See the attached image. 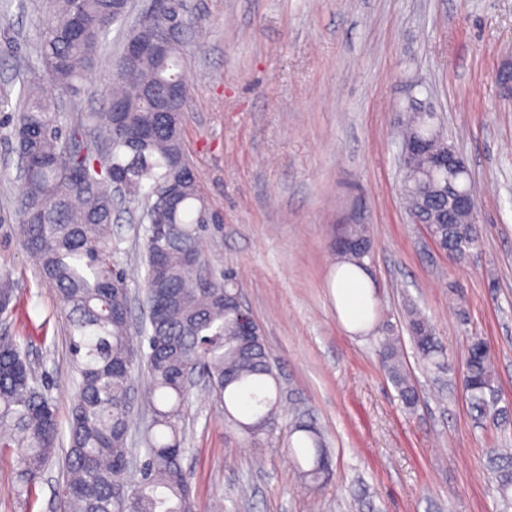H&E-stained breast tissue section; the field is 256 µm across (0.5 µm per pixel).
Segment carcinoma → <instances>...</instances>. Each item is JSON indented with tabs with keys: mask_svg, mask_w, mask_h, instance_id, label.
Instances as JSON below:
<instances>
[{
	"mask_svg": "<svg viewBox=\"0 0 512 512\" xmlns=\"http://www.w3.org/2000/svg\"><path fill=\"white\" fill-rule=\"evenodd\" d=\"M123 0H58L39 34L44 77L32 76L18 102L0 100L17 113L15 152L22 185L17 211L23 245L39 263L42 277L56 288L70 313L69 350L75 393L68 408L65 512H198L183 467L182 409L189 387L186 375L200 372L210 397L238 406L244 418L227 417L249 439L271 433L279 418L280 394L271 354L261 336H245L238 315L240 293L229 275L210 270L201 244L209 231L207 208L197 177L182 149L178 117L162 111L146 94L150 86L176 79L188 85L181 47L168 41L159 57L129 60L123 55L112 74V92L99 112L59 123L53 98L42 80L76 98L91 71L100 67L101 43L125 17ZM118 104L123 112L112 111ZM93 131L105 153L79 138ZM401 147L426 143L430 152L409 157L402 170V192L410 214L429 229L431 240L463 264L478 249L476 226L465 214L441 224L448 210V184L459 177L439 168L434 155L451 143L433 112L413 114L404 123ZM126 196L143 197L145 219L166 188L179 194L162 219L161 236L146 229L144 300L150 331L134 340L129 327L124 272L114 262L112 224L116 206L112 184ZM343 261L365 267L372 241L366 224H342L336 235ZM406 330L426 368L449 369L447 354L431 322L417 307L406 313ZM380 358L403 406L412 410L419 391L406 371L399 341L383 336ZM468 368L461 375L471 409L512 430V409L499 406L492 354L478 336L466 341ZM147 368L148 388L141 402L151 420L142 435L144 457L131 470L128 447L130 396L135 368ZM58 407L33 374L13 336H0V453L15 458L13 494L28 499L59 453ZM292 455H301V479L313 486L330 480V454L315 423L299 414L284 436ZM488 471L502 512L512 508V453L494 450Z\"/></svg>",
	"mask_w": 512,
	"mask_h": 512,
	"instance_id": "carcinoma-1",
	"label": "carcinoma"
}]
</instances>
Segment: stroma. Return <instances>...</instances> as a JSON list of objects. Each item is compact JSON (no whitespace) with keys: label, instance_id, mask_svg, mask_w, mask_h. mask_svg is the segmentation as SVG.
I'll use <instances>...</instances> for the list:
<instances>
[{"label":"stroma","instance_id":"obj_1","mask_svg":"<svg viewBox=\"0 0 512 512\" xmlns=\"http://www.w3.org/2000/svg\"><path fill=\"white\" fill-rule=\"evenodd\" d=\"M48 0H0V96L16 100L39 62ZM189 80L182 146L214 222L204 251L231 273L259 325L284 391L277 431L252 441L203 386L183 408L184 467L200 512H498L487 474L512 434L479 421L462 391L424 369L405 329L408 305L434 325L451 363L465 337L493 348L502 404L512 406V99L494 75L512 56V0H179ZM465 157L481 201V246L457 264L436 249L400 195L396 126L410 85ZM11 124L0 113V279L15 336L59 408L71 379L69 317L21 242V186ZM142 200L120 206L116 264L131 330L144 323ZM369 225V326L336 310V228ZM400 336L420 390L406 410L382 367L383 329ZM323 433L333 475L304 482L282 443L296 412ZM0 456V512H64L59 468L26 503Z\"/></svg>","mask_w":512,"mask_h":512}]
</instances>
